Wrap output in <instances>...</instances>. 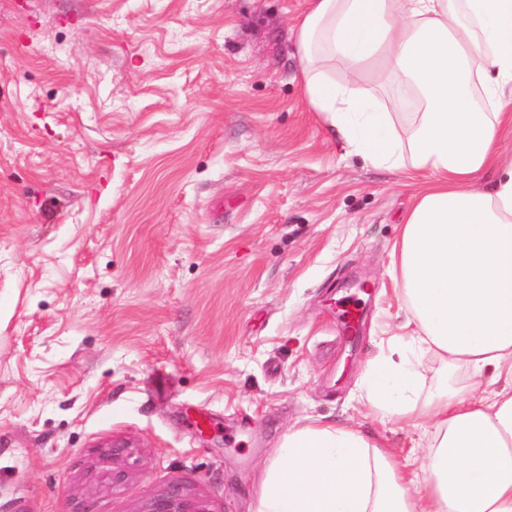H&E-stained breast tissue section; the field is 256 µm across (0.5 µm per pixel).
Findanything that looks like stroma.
I'll use <instances>...</instances> for the list:
<instances>
[{"label": "stroma", "mask_w": 512, "mask_h": 512, "mask_svg": "<svg viewBox=\"0 0 512 512\" xmlns=\"http://www.w3.org/2000/svg\"><path fill=\"white\" fill-rule=\"evenodd\" d=\"M304 8L0 0V512H139L172 484L253 512L317 422L419 466L427 420L380 419L366 383L409 334L410 173L311 110ZM362 282L348 339L331 306ZM418 371L425 399L465 374Z\"/></svg>", "instance_id": "stroma-1"}]
</instances>
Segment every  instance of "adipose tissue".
Wrapping results in <instances>:
<instances>
[{"mask_svg": "<svg viewBox=\"0 0 512 512\" xmlns=\"http://www.w3.org/2000/svg\"><path fill=\"white\" fill-rule=\"evenodd\" d=\"M294 28L312 111L366 163L415 174L391 262L414 331L373 366L370 402L433 424L416 473L357 430L288 433L255 512H512V0H308ZM391 77L417 92L402 131L371 88ZM422 351L466 383L419 402Z\"/></svg>", "mask_w": 512, "mask_h": 512, "instance_id": "adipose-tissue-1", "label": "adipose tissue"}]
</instances>
